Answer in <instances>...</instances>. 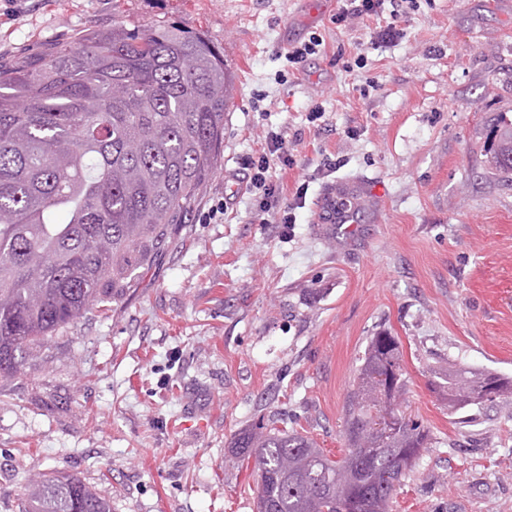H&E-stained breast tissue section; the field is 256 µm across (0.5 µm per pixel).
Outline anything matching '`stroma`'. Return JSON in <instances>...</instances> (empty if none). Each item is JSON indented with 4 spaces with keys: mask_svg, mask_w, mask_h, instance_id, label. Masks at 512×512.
<instances>
[{
    "mask_svg": "<svg viewBox=\"0 0 512 512\" xmlns=\"http://www.w3.org/2000/svg\"><path fill=\"white\" fill-rule=\"evenodd\" d=\"M0 0V67L80 32L159 23L203 34L232 82L224 152L188 223L108 313L47 343L0 380V512H21L30 474L69 473L112 512H256L252 465L230 443L260 419L345 450V401L370 336H398L402 406L433 434L391 512H512V399L449 412L432 368L455 357L512 377V180L487 156L512 119V0H421L405 35L373 47L335 0ZM326 54L298 82L288 42ZM320 106L319 124L308 121ZM285 131L308 183L296 222L262 223L242 159ZM341 160L330 176L323 157ZM353 198L355 236L322 219ZM325 41L322 36L312 33L308 40H296L288 44L286 52L288 63L296 66V70L302 67L309 56L322 54L325 49Z\"/></svg>",
    "mask_w": 512,
    "mask_h": 512,
    "instance_id": "obj_1",
    "label": "stroma"
}]
</instances>
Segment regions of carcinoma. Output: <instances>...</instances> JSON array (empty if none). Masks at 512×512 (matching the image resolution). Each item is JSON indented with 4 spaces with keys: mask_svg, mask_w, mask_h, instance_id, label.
Listing matches in <instances>:
<instances>
[{
    "mask_svg": "<svg viewBox=\"0 0 512 512\" xmlns=\"http://www.w3.org/2000/svg\"><path fill=\"white\" fill-rule=\"evenodd\" d=\"M229 73L202 34L166 24L87 31L0 70L1 380L24 376L58 331L119 302L187 223L224 151ZM489 165L512 175V122ZM359 362L340 459L270 425L231 445L254 460L257 512H391L433 437L402 410L398 338L376 333ZM432 374L456 413L512 398V378L497 372L450 359ZM23 512L112 507L74 475L38 473Z\"/></svg>",
    "mask_w": 512,
    "mask_h": 512,
    "instance_id": "cac0c4a2",
    "label": "carcinoma"
}]
</instances>
